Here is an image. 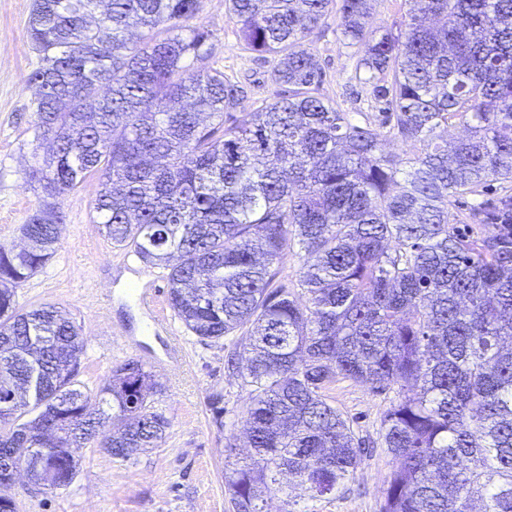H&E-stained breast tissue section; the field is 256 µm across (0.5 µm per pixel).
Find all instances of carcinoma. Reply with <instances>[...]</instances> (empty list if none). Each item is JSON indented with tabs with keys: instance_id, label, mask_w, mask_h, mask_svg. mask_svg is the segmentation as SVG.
Listing matches in <instances>:
<instances>
[{
	"instance_id": "obj_1",
	"label": "carcinoma",
	"mask_w": 512,
	"mask_h": 512,
	"mask_svg": "<svg viewBox=\"0 0 512 512\" xmlns=\"http://www.w3.org/2000/svg\"><path fill=\"white\" fill-rule=\"evenodd\" d=\"M374 2L225 0L288 87L250 112L245 83L186 64L209 38L184 25L199 0H33L47 150L26 173L41 202L25 246L0 249V467L57 448L34 483L52 472L68 486L70 449L127 461L169 428L142 364L90 388L81 327L16 304L56 251L59 197L96 174L105 237L168 270L186 329L241 336L230 365L249 387L250 453L224 471L235 512H267L285 471L312 501L345 489L365 449L327 401L340 377L395 390L381 512H512V194L491 192L512 181V0H406L399 36L369 29ZM333 12L408 157L318 94L307 42ZM454 120L469 134L435 142ZM296 246L295 290L276 278Z\"/></svg>"
}]
</instances>
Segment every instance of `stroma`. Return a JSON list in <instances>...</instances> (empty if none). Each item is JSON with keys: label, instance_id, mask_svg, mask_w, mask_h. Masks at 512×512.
Returning <instances> with one entry per match:
<instances>
[{"label": "stroma", "instance_id": "1", "mask_svg": "<svg viewBox=\"0 0 512 512\" xmlns=\"http://www.w3.org/2000/svg\"><path fill=\"white\" fill-rule=\"evenodd\" d=\"M33 0H0V247L23 245L19 227L40 201L25 181L37 146L34 139L37 88L30 81L40 63L28 37ZM193 25L209 31L205 65L248 81L246 103L254 110L277 101L284 86L272 79L273 56L245 49L224 0H201ZM338 14L314 31L309 46L325 72L320 95L333 100L352 123L378 125L385 101L356 71L357 49L341 35ZM98 180L91 177L62 197L66 216L53 257L17 290L20 307H60L81 325L85 351L81 378L95 386L113 369L134 359L161 383L156 406L170 421L161 447L116 461L96 448H78L79 472L69 486L47 489L20 480L11 489L20 512H233L224 485L228 460L245 457L244 417L248 390L225 360L238 343L229 336L200 340L186 330L168 299L166 270L147 269L139 279L124 269L130 255L112 246L96 224ZM154 280L156 305L137 296ZM329 402L350 422L356 436L375 440L373 451L341 494L310 502L311 512H380L395 461L377 439L390 397L368 385L340 379L327 391ZM223 416H216V407ZM233 453H226L227 444Z\"/></svg>", "mask_w": 512, "mask_h": 512}]
</instances>
